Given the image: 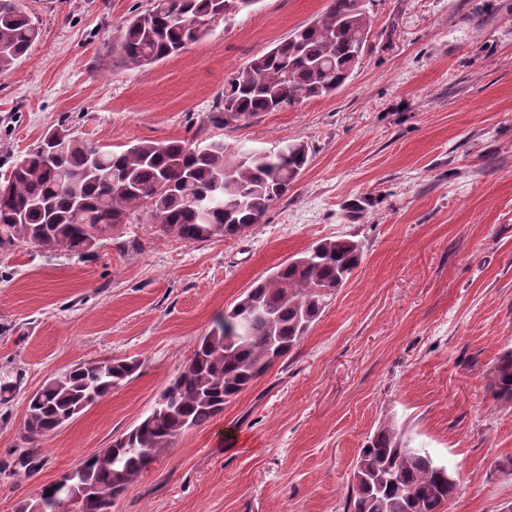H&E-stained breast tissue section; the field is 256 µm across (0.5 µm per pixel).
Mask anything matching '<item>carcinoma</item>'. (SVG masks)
I'll return each instance as SVG.
<instances>
[{
    "mask_svg": "<svg viewBox=\"0 0 512 512\" xmlns=\"http://www.w3.org/2000/svg\"><path fill=\"white\" fill-rule=\"evenodd\" d=\"M259 0H150L121 23L119 52L142 66L202 40L217 7L246 10ZM371 20L364 0H331L326 13L238 70L214 102L224 121L277 112L302 97L335 93L360 64ZM41 35L23 0H0V71L12 69ZM57 161L43 145L17 160L0 182V250L22 245L86 255L102 236L147 215L184 243L235 239L261 224L306 169L310 148L288 142L248 155L222 140H143L103 150L63 128ZM363 255L361 242L322 239L274 267L246 289L196 343L193 354L156 397L160 404L108 448L86 456L76 472L37 490L45 512H69L80 484L92 496L85 512H111L113 500L156 456L192 429L209 424L230 402L288 357L344 287ZM138 369L130 358L80 363L49 377L25 413V438L44 437L81 415ZM494 391L512 399V351L495 366ZM458 490L448 466L409 448L389 424L359 450L345 512H443Z\"/></svg>",
    "mask_w": 512,
    "mask_h": 512,
    "instance_id": "1",
    "label": "carcinoma"
}]
</instances>
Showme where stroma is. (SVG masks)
Segmentation results:
<instances>
[{"mask_svg": "<svg viewBox=\"0 0 512 512\" xmlns=\"http://www.w3.org/2000/svg\"><path fill=\"white\" fill-rule=\"evenodd\" d=\"M41 35L0 74V174L60 124L106 150L142 140L308 143L305 173L243 236L193 244L148 219L78 259L0 252V512L109 447L153 404L217 316L321 239L363 260L298 349L186 433L112 512H343L360 448L391 424L459 483L446 512L512 503V400L491 389L512 351V0H366L363 61L334 95L222 124L225 81L329 0H259L178 55L119 56L149 0H25ZM133 377L18 459L28 396L84 361Z\"/></svg>", "mask_w": 512, "mask_h": 512, "instance_id": "obj_1", "label": "stroma"}]
</instances>
